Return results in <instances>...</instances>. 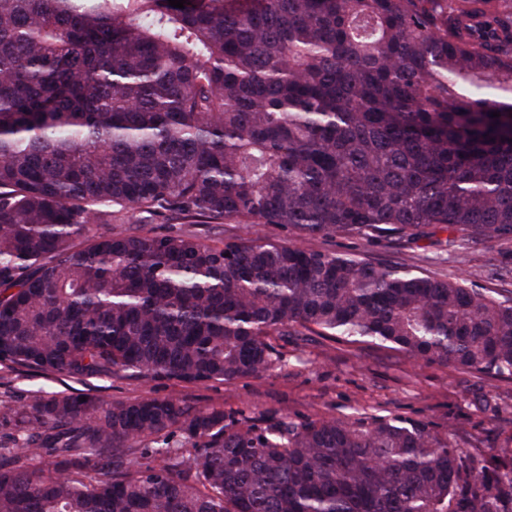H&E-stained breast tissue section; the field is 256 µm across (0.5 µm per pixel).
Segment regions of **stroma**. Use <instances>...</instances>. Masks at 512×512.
Listing matches in <instances>:
<instances>
[{
	"instance_id": "35a3bbf8",
	"label": "stroma",
	"mask_w": 512,
	"mask_h": 512,
	"mask_svg": "<svg viewBox=\"0 0 512 512\" xmlns=\"http://www.w3.org/2000/svg\"><path fill=\"white\" fill-rule=\"evenodd\" d=\"M182 230L207 240L233 235L261 240L289 237L287 229L274 224H186ZM303 244L461 278L469 277L490 254L489 246L474 244L462 255H451L428 238L414 243L397 239L367 242L339 235L309 237ZM284 352L288 365L283 370L231 384H194L135 373L77 380L0 366V402H17L43 388L89 393L106 401L170 398L196 408L241 409L250 417L277 414L318 420L357 412L393 414L431 421L461 455L478 464L512 453V381L489 382L450 366L415 363L364 343L292 339Z\"/></svg>"
}]
</instances>
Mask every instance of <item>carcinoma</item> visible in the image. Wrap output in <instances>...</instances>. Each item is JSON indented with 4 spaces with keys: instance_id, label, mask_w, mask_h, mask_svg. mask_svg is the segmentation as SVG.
<instances>
[{
    "instance_id": "obj_1",
    "label": "carcinoma",
    "mask_w": 512,
    "mask_h": 512,
    "mask_svg": "<svg viewBox=\"0 0 512 512\" xmlns=\"http://www.w3.org/2000/svg\"><path fill=\"white\" fill-rule=\"evenodd\" d=\"M142 215L293 238L89 235ZM439 232L512 243V0H0V365L230 384L313 334L512 379V251L488 290L299 244ZM0 422V512H512V456L396 415Z\"/></svg>"
}]
</instances>
